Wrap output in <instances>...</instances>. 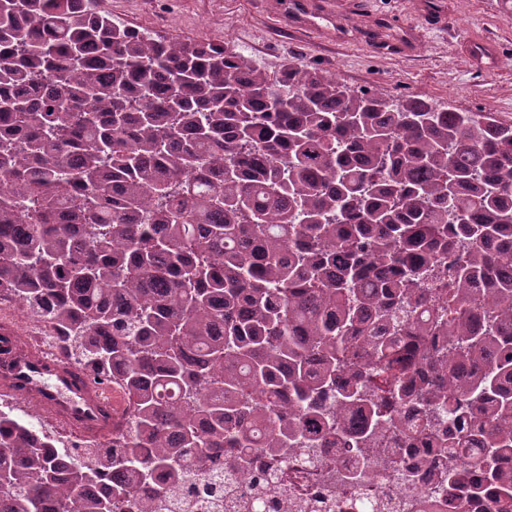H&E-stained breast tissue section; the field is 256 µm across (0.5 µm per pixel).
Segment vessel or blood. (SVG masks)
I'll return each mask as SVG.
<instances>
[{"label": "vessel or blood", "instance_id": "b4317fda", "mask_svg": "<svg viewBox=\"0 0 512 512\" xmlns=\"http://www.w3.org/2000/svg\"><path fill=\"white\" fill-rule=\"evenodd\" d=\"M280 16L309 31L336 14L332 0H282ZM0 394L23 400L80 440H103L126 407L121 392L48 353L12 319L0 322Z\"/></svg>", "mask_w": 512, "mask_h": 512}]
</instances>
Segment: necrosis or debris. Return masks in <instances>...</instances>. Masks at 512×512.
<instances>
[{"label":"necrosis or debris","mask_w":512,"mask_h":512,"mask_svg":"<svg viewBox=\"0 0 512 512\" xmlns=\"http://www.w3.org/2000/svg\"><path fill=\"white\" fill-rule=\"evenodd\" d=\"M401 469L391 468L379 459L362 484L337 485L332 471L357 468V457L333 448L301 447L288 457L270 463L276 475L266 499L279 503L280 512H354L357 500L372 502L376 512H448L444 496L434 482L402 476V469L417 461L431 459L424 446L400 448Z\"/></svg>","instance_id":"4bbe7bcc"}]
</instances>
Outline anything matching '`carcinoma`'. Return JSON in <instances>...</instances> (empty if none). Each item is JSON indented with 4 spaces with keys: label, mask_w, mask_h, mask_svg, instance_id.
<instances>
[{
    "label": "carcinoma",
    "mask_w": 512,
    "mask_h": 512,
    "mask_svg": "<svg viewBox=\"0 0 512 512\" xmlns=\"http://www.w3.org/2000/svg\"><path fill=\"white\" fill-rule=\"evenodd\" d=\"M2 295L128 421L81 451L0 409V512H154L196 476L218 508L226 464L270 512L258 453L371 459L410 404L449 507L512 512V123L491 112L270 77L95 0H0Z\"/></svg>",
    "instance_id": "obj_1"
}]
</instances>
